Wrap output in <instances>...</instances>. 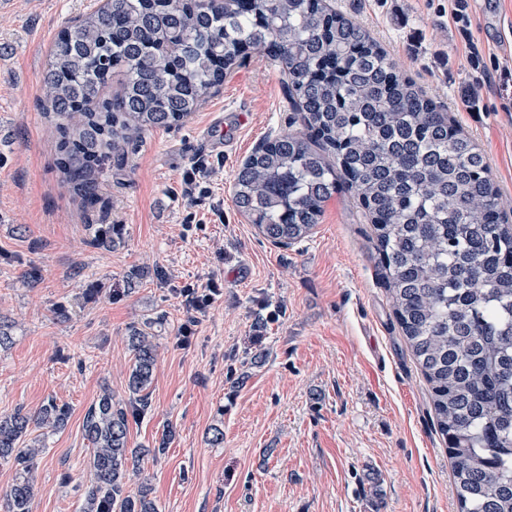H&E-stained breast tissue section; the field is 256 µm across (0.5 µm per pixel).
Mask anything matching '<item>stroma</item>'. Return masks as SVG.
Listing matches in <instances>:
<instances>
[{
	"instance_id": "1",
	"label": "stroma",
	"mask_w": 512,
	"mask_h": 512,
	"mask_svg": "<svg viewBox=\"0 0 512 512\" xmlns=\"http://www.w3.org/2000/svg\"><path fill=\"white\" fill-rule=\"evenodd\" d=\"M91 0H8L0 8V414L53 397L65 430L37 461L31 512H80L91 480L83 418L110 388L127 398L128 329L155 322L151 407L132 447L175 431L139 480L159 512H457L448 451L428 385L380 279L372 226L353 192L325 203L311 235L281 246L238 209L232 178L266 139L304 128L288 78L252 55L178 130L154 129L113 171L97 209L80 206L57 167L41 75L64 22ZM482 150L512 220V34L494 8L450 0H329ZM484 57L474 67L472 48ZM118 224L123 244L86 243ZM138 280H131L132 272ZM215 283L188 311L180 291ZM99 288L71 320L55 311ZM190 336H182L183 324ZM224 440L211 445V429ZM383 491L374 498L364 477Z\"/></svg>"
}]
</instances>
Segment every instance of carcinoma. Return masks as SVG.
<instances>
[{
    "instance_id": "obj_1",
    "label": "carcinoma",
    "mask_w": 512,
    "mask_h": 512,
    "mask_svg": "<svg viewBox=\"0 0 512 512\" xmlns=\"http://www.w3.org/2000/svg\"><path fill=\"white\" fill-rule=\"evenodd\" d=\"M255 52L282 65L305 131L247 157L233 177L237 207L265 239L289 245L341 184L352 190L448 443L459 512H512V224L481 150L326 0H105L62 28L42 94L67 183L96 206L113 158L149 130L181 128ZM115 78L120 91L108 95ZM120 236L116 224H91L87 244L110 248ZM14 333L0 317V350ZM128 342L127 403L105 388L84 416L94 480L82 512H158L148 485L129 489L145 453L129 435L149 407L152 322L131 326ZM70 416L54 398L0 414V462L16 470L0 512H30L44 439Z\"/></svg>"
}]
</instances>
